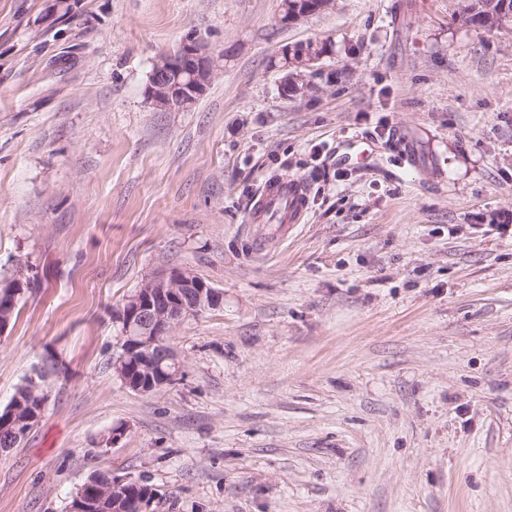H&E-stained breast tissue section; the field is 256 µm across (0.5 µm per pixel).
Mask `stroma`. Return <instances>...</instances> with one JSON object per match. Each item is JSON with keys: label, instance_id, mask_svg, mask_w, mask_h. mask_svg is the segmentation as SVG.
<instances>
[{"label": "stroma", "instance_id": "35a3bbf8", "mask_svg": "<svg viewBox=\"0 0 512 512\" xmlns=\"http://www.w3.org/2000/svg\"><path fill=\"white\" fill-rule=\"evenodd\" d=\"M0 0V410L46 352L65 377L0 455V512H67L96 469L154 512H512V30L461 0ZM188 39L222 59L189 108L147 99ZM320 56L282 88L283 47ZM273 176L309 212L259 241ZM224 306L128 389L113 315L151 275ZM123 427L118 444L108 437Z\"/></svg>", "mask_w": 512, "mask_h": 512}]
</instances>
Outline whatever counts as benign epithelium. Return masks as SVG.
Instances as JSON below:
<instances>
[{"label": "benign epithelium", "instance_id": "obj_1", "mask_svg": "<svg viewBox=\"0 0 512 512\" xmlns=\"http://www.w3.org/2000/svg\"><path fill=\"white\" fill-rule=\"evenodd\" d=\"M219 67L220 58L207 52L199 42L187 41L180 46L179 57L163 55L154 61L148 98L163 112L186 109L203 94ZM223 299L224 292L190 273L158 274L128 297L114 318L126 324L127 329L137 330V334L128 337L127 348L143 359L150 374L156 359L166 356V337L182 325L193 310L218 308ZM44 411L45 401L40 400L29 406L26 419L9 425L0 421V434L8 432L0 442V453L8 451L12 442L24 437Z\"/></svg>", "mask_w": 512, "mask_h": 512}]
</instances>
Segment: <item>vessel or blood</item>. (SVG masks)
Here are the masks:
<instances>
[{
  "instance_id": "vessel-or-blood-1",
  "label": "vessel or blood",
  "mask_w": 512,
  "mask_h": 512,
  "mask_svg": "<svg viewBox=\"0 0 512 512\" xmlns=\"http://www.w3.org/2000/svg\"><path fill=\"white\" fill-rule=\"evenodd\" d=\"M309 191L298 177L268 179L257 193L249 213L250 223L273 224L279 235H287L308 211Z\"/></svg>"
}]
</instances>
